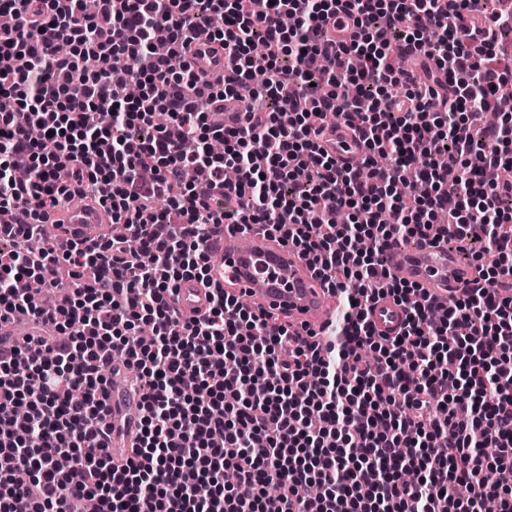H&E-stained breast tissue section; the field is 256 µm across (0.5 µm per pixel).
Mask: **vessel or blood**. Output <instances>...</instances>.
I'll return each instance as SVG.
<instances>
[{
  "instance_id": "1",
  "label": "vessel or blood",
  "mask_w": 512,
  "mask_h": 512,
  "mask_svg": "<svg viewBox=\"0 0 512 512\" xmlns=\"http://www.w3.org/2000/svg\"><path fill=\"white\" fill-rule=\"evenodd\" d=\"M192 69L210 76L224 71V54L207 37L197 39L189 55ZM322 147L341 163L362 157L363 145L345 127H337ZM60 239L92 241L112 217L95 198L72 205L59 201L50 214ZM213 262L210 280L250 306L272 312L295 323L318 329L331 319L335 297L318 278L311 276L298 255L265 232L243 224L221 225L207 245ZM383 263L399 278L423 288L433 297L448 299L478 281L472 264L464 262L446 238L435 235L410 249L393 241L383 254ZM184 313L197 315L208 306V296L196 283L186 282L177 294ZM370 320L378 333L395 335L405 321V311L392 299L373 302ZM139 419V398L127 391L126 376H112V455L122 462L133 454Z\"/></svg>"
}]
</instances>
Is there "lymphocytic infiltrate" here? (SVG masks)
Wrapping results in <instances>:
<instances>
[{
  "instance_id": "lymphocytic-infiltrate-1",
  "label": "lymphocytic infiltrate",
  "mask_w": 512,
  "mask_h": 512,
  "mask_svg": "<svg viewBox=\"0 0 512 512\" xmlns=\"http://www.w3.org/2000/svg\"><path fill=\"white\" fill-rule=\"evenodd\" d=\"M470 3L0 0V324L33 330L0 333V512H512V116L469 125L512 91L511 67L483 68L512 12ZM201 34L219 82L183 62ZM229 97L232 125L212 109ZM331 118L367 175L321 149ZM88 188L122 234L28 252L42 209ZM226 222L282 236L340 292L327 341L221 288L181 313ZM431 233L482 270L447 306L382 262ZM386 296L394 336L369 320ZM116 358L141 401L123 463ZM178 305L188 315L202 314L208 307V296L204 288L194 282H185L177 294ZM370 320L380 334L394 336L405 321V311L391 298L379 299L371 304Z\"/></svg>"
}]
</instances>
